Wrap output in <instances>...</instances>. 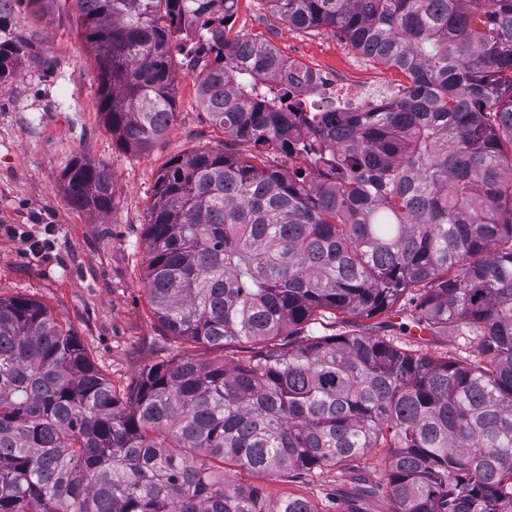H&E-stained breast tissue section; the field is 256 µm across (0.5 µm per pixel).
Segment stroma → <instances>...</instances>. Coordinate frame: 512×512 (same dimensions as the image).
Masks as SVG:
<instances>
[{"label": "stroma", "instance_id": "1", "mask_svg": "<svg viewBox=\"0 0 512 512\" xmlns=\"http://www.w3.org/2000/svg\"><path fill=\"white\" fill-rule=\"evenodd\" d=\"M13 24L48 61L23 63L0 86V298L24 296L46 306L120 389L129 387L139 367L159 359L223 360L222 349L167 340L144 286L145 226L160 171L174 156L223 139L198 105L183 54L174 53L172 61L171 129L152 149L138 152L112 136L98 110L97 65L72 0H54L38 13L18 7ZM231 31L264 40L307 66L334 71L374 95L403 79L396 69L364 58L339 33L288 26L264 0H238ZM82 156L112 174L114 207L106 215L76 208L64 189L65 168ZM45 224L55 227L46 258L25 251L21 243L22 235L40 234ZM236 480L273 498L303 497L317 512H340V503L358 486L357 472L341 467L301 478L244 472Z\"/></svg>", "mask_w": 512, "mask_h": 512}]
</instances>
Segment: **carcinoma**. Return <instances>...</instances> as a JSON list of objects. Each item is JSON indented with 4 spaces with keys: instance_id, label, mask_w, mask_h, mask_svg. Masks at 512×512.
<instances>
[{
    "instance_id": "cac0c4a2",
    "label": "carcinoma",
    "mask_w": 512,
    "mask_h": 512,
    "mask_svg": "<svg viewBox=\"0 0 512 512\" xmlns=\"http://www.w3.org/2000/svg\"><path fill=\"white\" fill-rule=\"evenodd\" d=\"M0 7V86L33 54ZM343 34L406 82L359 111L314 110L277 80L300 63L230 36L237 0H73L99 110L127 148L172 126V48L224 136L172 158L154 190L146 290L174 342L245 344L222 362L145 366L126 390L44 305L0 300V512H317L233 468L366 472L348 512H512V0H265ZM210 37L209 53L197 50ZM294 148L289 170L269 157ZM80 209L111 173L63 172ZM410 294L408 322L364 325ZM325 319L349 331L312 335ZM471 345L419 353L410 327Z\"/></svg>"
}]
</instances>
